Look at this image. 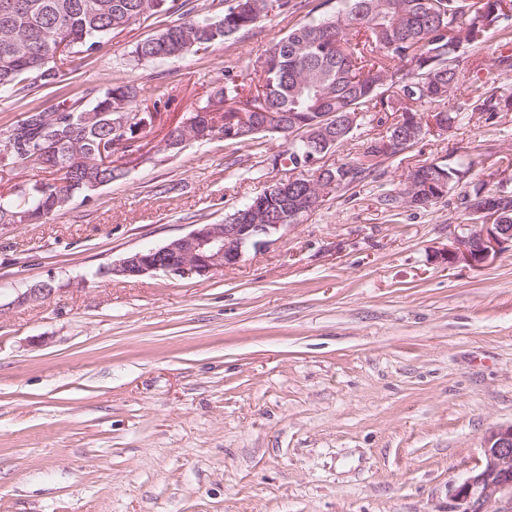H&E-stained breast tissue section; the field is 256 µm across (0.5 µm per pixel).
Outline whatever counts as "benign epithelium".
<instances>
[{
	"label": "benign epithelium",
	"mask_w": 512,
	"mask_h": 512,
	"mask_svg": "<svg viewBox=\"0 0 512 512\" xmlns=\"http://www.w3.org/2000/svg\"><path fill=\"white\" fill-rule=\"evenodd\" d=\"M121 152L139 160L142 151H126L115 141L100 149L103 164L112 161V154ZM485 218L468 220L459 225L461 233L453 237L442 260L453 266L464 264L481 268L497 256L512 250V229L495 223V210H484ZM287 228L277 224H235L228 219L222 224H195L187 234L163 246L128 253L112 265L102 268L103 277L111 275L139 278L163 273L183 278L208 277L226 266L241 261L249 247H269L278 240L277 234ZM53 288L30 287L17 295L12 304L23 305L45 301ZM452 505L448 512H489L492 502L502 504L496 512H512V423L489 429L483 441L480 465L451 490Z\"/></svg>",
	"instance_id": "7a95c632"
}]
</instances>
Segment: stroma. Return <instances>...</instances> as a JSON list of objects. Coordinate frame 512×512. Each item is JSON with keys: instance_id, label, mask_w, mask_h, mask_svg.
Wrapping results in <instances>:
<instances>
[{"instance_id": "35a3bbf8", "label": "stroma", "mask_w": 512, "mask_h": 512, "mask_svg": "<svg viewBox=\"0 0 512 512\" xmlns=\"http://www.w3.org/2000/svg\"><path fill=\"white\" fill-rule=\"evenodd\" d=\"M270 9L256 27L185 58L127 53L169 24L162 13L72 54L58 82L0 98V137L26 112L90 105L132 80L169 103L145 133L204 105L213 80L254 61L318 0ZM496 36L461 65L457 123L381 158L327 195L276 244L210 278L87 275L220 224L288 175L269 135L216 139L126 167L43 224L0 227V512H448L451 487L512 422V251L475 270L437 259L463 220L454 197L383 210L411 167L470 165L495 188L512 154V112L464 108L490 84ZM48 281L50 299L16 304Z\"/></svg>"}]
</instances>
